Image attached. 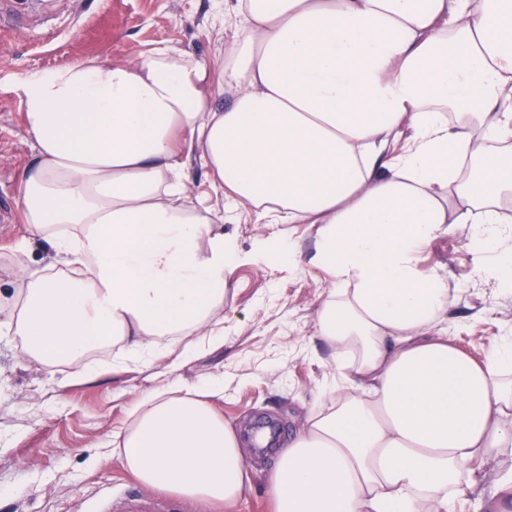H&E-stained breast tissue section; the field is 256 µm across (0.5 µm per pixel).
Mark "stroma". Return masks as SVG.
<instances>
[{
    "mask_svg": "<svg viewBox=\"0 0 512 512\" xmlns=\"http://www.w3.org/2000/svg\"><path fill=\"white\" fill-rule=\"evenodd\" d=\"M234 31L214 0H26L20 12L1 15L0 246L28 234L20 174L33 150L20 87L29 77L77 60L133 62L159 45L218 60ZM224 231L247 251L259 240L289 237L296 261L282 263L267 252L234 268L217 315L224 337L214 347L186 358L161 354L146 364L117 361L108 347L92 354L109 362L107 371L70 381L67 367L36 366L13 337L0 335V512H95L104 489L116 496L141 490L111 439L130 426L132 404L148 391L223 379L215 407L225 421H272L282 441L327 406L321 388L336 366L314 327L334 283L310 263L316 226L268 224L247 209L225 213ZM473 266L462 233L435 240L419 260L422 272L445 273L449 287L462 288L448 310V334L480 359L512 334V293L476 281ZM269 459L249 449L252 489L234 512H268Z\"/></svg>",
    "mask_w": 512,
    "mask_h": 512,
    "instance_id": "stroma-1",
    "label": "stroma"
}]
</instances>
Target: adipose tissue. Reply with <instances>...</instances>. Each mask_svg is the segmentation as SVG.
Masks as SVG:
<instances>
[{
  "instance_id": "adipose-tissue-1",
  "label": "adipose tissue",
  "mask_w": 512,
  "mask_h": 512,
  "mask_svg": "<svg viewBox=\"0 0 512 512\" xmlns=\"http://www.w3.org/2000/svg\"><path fill=\"white\" fill-rule=\"evenodd\" d=\"M222 7L238 21L222 60L157 46L24 84L22 213L62 269L10 247L0 327L46 367L218 342L241 252L186 195L196 157L259 219L316 225L311 263L337 283L315 326L332 405L276 449L271 512H455L461 477L512 448V336L479 361L454 345L448 278L419 256L466 231L477 277L512 292V0ZM223 396L218 378L144 393L122 466L232 512L251 478Z\"/></svg>"
}]
</instances>
